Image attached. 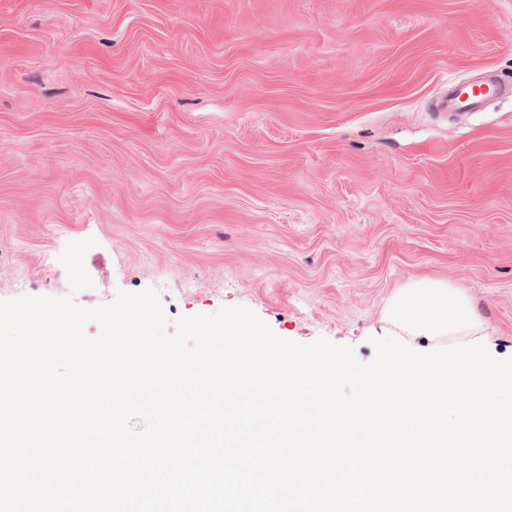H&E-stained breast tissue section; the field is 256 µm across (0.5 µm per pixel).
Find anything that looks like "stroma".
Listing matches in <instances>:
<instances>
[{
	"label": "stroma",
	"mask_w": 512,
	"mask_h": 512,
	"mask_svg": "<svg viewBox=\"0 0 512 512\" xmlns=\"http://www.w3.org/2000/svg\"><path fill=\"white\" fill-rule=\"evenodd\" d=\"M483 72L512 0H0V300L153 289L367 363L436 279L512 358V97L432 109Z\"/></svg>",
	"instance_id": "stroma-1"
}]
</instances>
